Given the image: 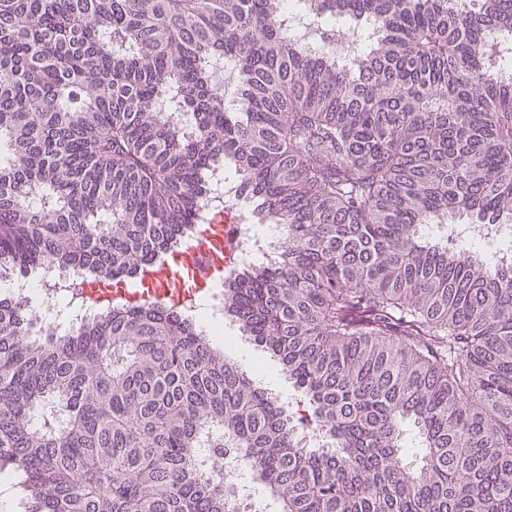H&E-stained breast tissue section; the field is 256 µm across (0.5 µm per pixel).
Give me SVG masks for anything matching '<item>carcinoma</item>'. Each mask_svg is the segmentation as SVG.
Returning a JSON list of instances; mask_svg holds the SVG:
<instances>
[{"mask_svg":"<svg viewBox=\"0 0 512 512\" xmlns=\"http://www.w3.org/2000/svg\"><path fill=\"white\" fill-rule=\"evenodd\" d=\"M288 13L345 20L355 64ZM511 51L512 0H0V277L130 278L231 168L284 234L224 313L331 439L181 307L58 334L0 297V474L27 512H230L205 448L283 512H512V246L422 233L512 225Z\"/></svg>","mask_w":512,"mask_h":512,"instance_id":"1","label":"carcinoma"}]
</instances>
